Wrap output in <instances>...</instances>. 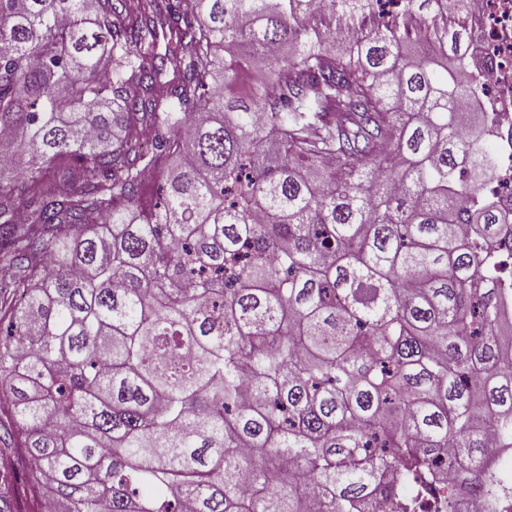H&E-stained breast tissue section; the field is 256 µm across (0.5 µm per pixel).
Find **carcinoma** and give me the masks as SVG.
<instances>
[{
	"label": "carcinoma",
	"mask_w": 512,
	"mask_h": 512,
	"mask_svg": "<svg viewBox=\"0 0 512 512\" xmlns=\"http://www.w3.org/2000/svg\"><path fill=\"white\" fill-rule=\"evenodd\" d=\"M183 2L0 0V392L30 500L0 512H371L458 473L496 512L505 214L439 77L466 28L448 0ZM163 26L189 40L138 50Z\"/></svg>",
	"instance_id": "1"
}]
</instances>
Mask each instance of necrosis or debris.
<instances>
[{
  "instance_id": "4bbe7bcc",
  "label": "necrosis or debris",
  "mask_w": 512,
  "mask_h": 512,
  "mask_svg": "<svg viewBox=\"0 0 512 512\" xmlns=\"http://www.w3.org/2000/svg\"><path fill=\"white\" fill-rule=\"evenodd\" d=\"M448 16L466 24V73L478 79L463 103L486 112L491 120L495 171L484 190L507 210L512 208V0H468L463 10L449 0Z\"/></svg>"
}]
</instances>
